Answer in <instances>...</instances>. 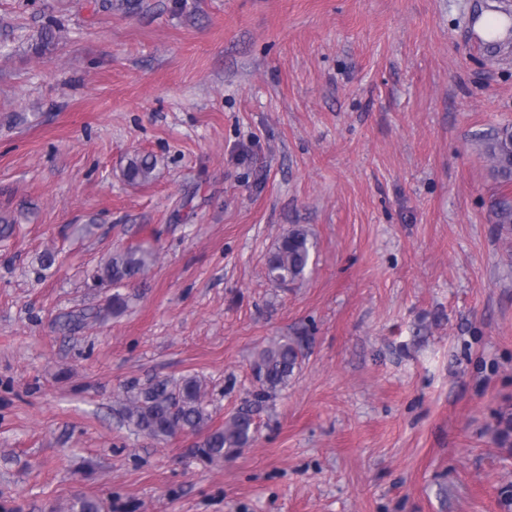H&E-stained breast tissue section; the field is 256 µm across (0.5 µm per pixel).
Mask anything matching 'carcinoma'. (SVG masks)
Listing matches in <instances>:
<instances>
[{"label":"carcinoma","mask_w":512,"mask_h":512,"mask_svg":"<svg viewBox=\"0 0 512 512\" xmlns=\"http://www.w3.org/2000/svg\"><path fill=\"white\" fill-rule=\"evenodd\" d=\"M483 151L491 163L492 172L500 181L512 183V127L504 126L482 142ZM156 159L150 155L136 156L128 162L123 175L131 184H144L151 180ZM494 223L501 227L512 226V203L505 200L494 211ZM315 242L302 225L289 227L278 239L267 260V277L278 284L294 283L303 279L311 261ZM155 251L138 245L115 251L103 266L91 276L93 286L106 283L114 285L144 274L149 268ZM302 358L300 343L278 340L264 348L255 365L259 390L253 401L262 403L288 381L299 368ZM121 417L125 426L134 434L166 441L178 435L205 432L202 447L211 462H222L250 446L255 426L252 408L238 409L224 425L205 431L209 416L204 408V391L195 376H185L178 381L157 379L141 388L126 391L121 404ZM498 442L512 447V415L501 416L497 430ZM65 512H104L103 502L78 493L66 505Z\"/></svg>","instance_id":"1"}]
</instances>
